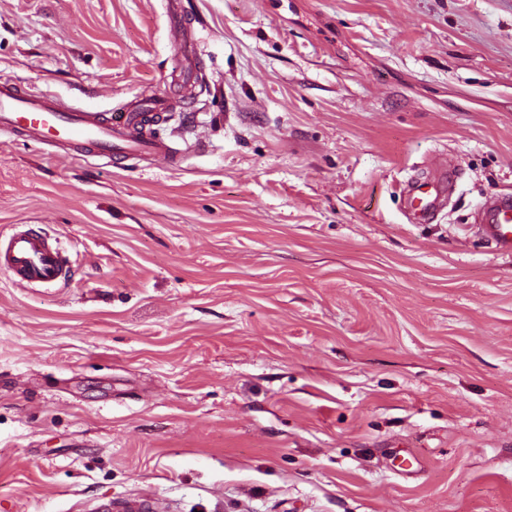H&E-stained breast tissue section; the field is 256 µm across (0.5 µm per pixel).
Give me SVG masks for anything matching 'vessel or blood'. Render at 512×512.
<instances>
[{"instance_id":"obj_1","label":"vessel or blood","mask_w":512,"mask_h":512,"mask_svg":"<svg viewBox=\"0 0 512 512\" xmlns=\"http://www.w3.org/2000/svg\"><path fill=\"white\" fill-rule=\"evenodd\" d=\"M165 98L142 103L140 108H124L107 116L79 107H59L56 98L30 93L8 80H0V132L28 140L53 144L65 156L94 155L108 159L160 157L177 161L174 149L154 135L142 122L145 112L160 111ZM447 174L409 185L408 195L416 221L433 218L447 195ZM482 232L500 254H512V194L488 199L479 210ZM0 272L20 286L51 288L64 282L67 266L59 242L30 229L0 233ZM89 512H160L149 499L134 497L114 504L103 500Z\"/></svg>"}]
</instances>
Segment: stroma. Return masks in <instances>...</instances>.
I'll list each match as a JSON object with an SVG mask.
<instances>
[{"label":"stroma","mask_w":512,"mask_h":512,"mask_svg":"<svg viewBox=\"0 0 512 512\" xmlns=\"http://www.w3.org/2000/svg\"><path fill=\"white\" fill-rule=\"evenodd\" d=\"M0 78L168 97L181 158L0 137V229L68 258L0 273V512H512V255L475 220L512 192V0H0ZM448 172H443L431 181L414 182L408 187L412 215L417 222L433 218L441 200L447 195ZM0 271L20 286L55 287L64 282L67 266L56 239L31 229L0 233ZM160 512L159 506L152 500L146 498L134 497L123 501L120 506H116L112 500L98 501L83 509L89 512Z\"/></svg>","instance_id":"stroma-1"}]
</instances>
